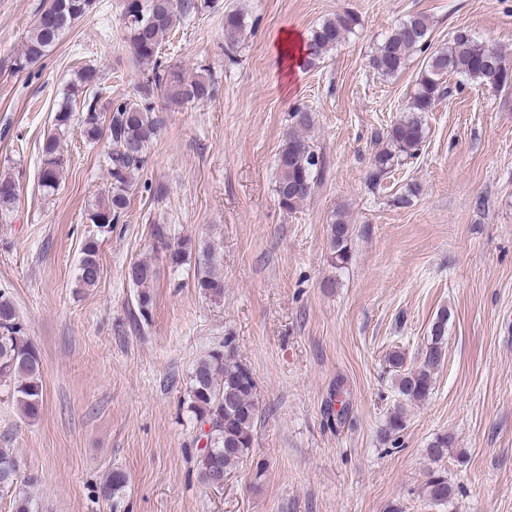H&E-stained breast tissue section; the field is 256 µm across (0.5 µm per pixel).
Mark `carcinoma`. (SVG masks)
Segmentation results:
<instances>
[{
	"mask_svg": "<svg viewBox=\"0 0 512 512\" xmlns=\"http://www.w3.org/2000/svg\"><path fill=\"white\" fill-rule=\"evenodd\" d=\"M95 0H49L24 40L21 51L13 57L11 69L21 72L46 55L61 36L78 19L90 13ZM197 8L192 0H123L125 42L141 63L151 66L137 86V97L117 99L99 104L96 90L98 76L93 68L77 71L68 85L66 97L55 113L54 132L40 147L39 184L43 194H53L60 185L64 167L60 136L69 129L74 106L82 105L80 124L84 138L96 142L103 138L110 144L105 162L110 178L107 197L88 209V219L102 234L112 232L128 206V194L146 161L149 146L159 135L164 118L157 107V98L167 104L205 103L215 93V80L201 74L188 81L180 70L163 64L161 47L164 37L173 29L176 12L187 14ZM359 25L350 10L337 13L316 26L305 46L302 65L311 67L334 50ZM245 22L236 12L224 14V43L236 46L243 36ZM429 19L423 14L408 16L382 41L371 58L372 68L381 76L392 78L405 67L415 53L427 54L424 70L416 83L407 111L411 115L390 126L377 138L386 141L374 157L373 180H378L395 165L416 156L425 139L423 113L433 110L447 94L445 78L461 74L479 87L499 88L512 85V67L505 63L501 51L478 41L465 29L451 33L448 46L430 50ZM315 125V112L306 104H297L288 113V132L276 158L278 178L275 192L280 205L293 211L306 200L321 176L324 157L309 142L307 133ZM18 200L15 180L0 175V215L13 211ZM154 240L165 250L170 264L181 266L195 259V288L211 301L224 297V277L214 245L195 242L190 237H174L170 226L152 225ZM332 262L341 266L349 260V225L341 217L329 224ZM98 242L86 241L77 274L78 287L90 289L100 279ZM158 276L155 264L135 260L127 267L126 278L137 289L131 310L134 323L141 327L152 316L153 301L147 291ZM448 315H437L418 365L405 367L403 352L388 355L391 368L398 377V389L408 401H422L434 389L433 374L445 357V331ZM43 365L33 342L26 336L25 326L16 310L0 291V384L19 405L26 418L40 416L43 393ZM188 412L196 424L209 425L207 445L196 456L199 480L209 486L215 474H229L244 461L253 447L258 419L256 382L246 364L237 360L232 341L224 338L214 343L193 364L188 376L186 399ZM406 428L404 409L397 407L380 429V444L396 445L398 435ZM453 437L443 433L429 443L427 453L438 467L429 470L423 495L434 506H447L456 498V488L448 472L439 466L448 455ZM19 455L14 448H0V472L19 478ZM128 477L114 470L102 487L106 499L119 496L127 486ZM15 503V512H33L32 500L19 482H8Z\"/></svg>",
	"mask_w": 512,
	"mask_h": 512,
	"instance_id": "cac0c4a2",
	"label": "carcinoma"
}]
</instances>
